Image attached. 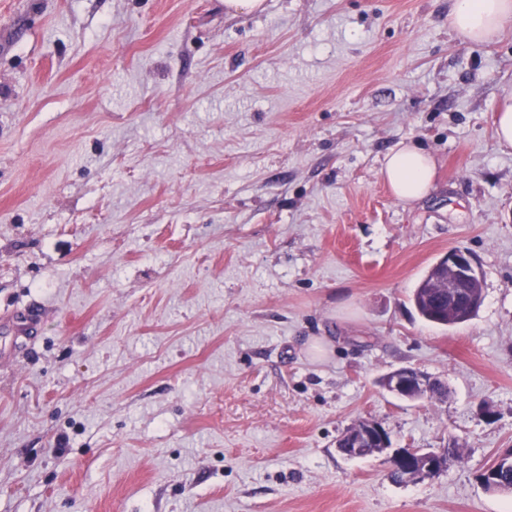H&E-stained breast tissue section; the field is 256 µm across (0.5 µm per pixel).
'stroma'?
<instances>
[{"label":"stroma","instance_id":"1","mask_svg":"<svg viewBox=\"0 0 512 512\" xmlns=\"http://www.w3.org/2000/svg\"><path fill=\"white\" fill-rule=\"evenodd\" d=\"M512 22L448 0H0V512H512ZM437 162L407 206L381 180ZM484 302L424 321L451 248ZM442 382L410 402L380 378ZM458 461L405 484L340 435ZM448 22L461 43H485L512 19L511 0H452ZM495 136L498 145L503 149L512 148V106H506L497 112L494 118ZM436 168L434 157L410 140L398 143L384 156L380 175L399 201L413 204L434 189ZM15 326L17 344H27L33 341V336H27L29 331L41 323V311L38 309H24L15 311L12 316ZM386 435L378 422L363 420L341 435L339 442L344 443L347 450L339 449L338 443L336 447L348 457L382 454L390 449L387 448ZM501 456V454L494 457L488 466L482 471L479 475V480L482 486L487 491L491 492H511L512 491V464L505 465V462L496 466V474L494 479L491 482L488 480H484V473L491 469L496 462V460ZM501 458V457H500Z\"/></svg>","mask_w":512,"mask_h":512}]
</instances>
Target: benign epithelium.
I'll return each mask as SVG.
<instances>
[{
    "mask_svg": "<svg viewBox=\"0 0 512 512\" xmlns=\"http://www.w3.org/2000/svg\"><path fill=\"white\" fill-rule=\"evenodd\" d=\"M436 265L447 271L446 278L435 284L439 300L447 301L448 311L460 320L473 315L483 303V294L479 293L483 284L474 258L465 250L452 248ZM433 384L434 379L429 375L407 367L394 369L383 378L386 391L410 401L422 399ZM340 442L345 444L342 454L348 457L387 451L386 433L373 420H363L348 428ZM386 460L390 469L405 473L412 481L431 476L444 467L441 455L420 448H396Z\"/></svg>",
    "mask_w": 512,
    "mask_h": 512,
    "instance_id": "obj_1",
    "label": "benign epithelium"
}]
</instances>
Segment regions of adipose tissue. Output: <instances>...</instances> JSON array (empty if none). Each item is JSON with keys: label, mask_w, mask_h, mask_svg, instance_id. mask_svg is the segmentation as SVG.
Instances as JSON below:
<instances>
[{"label": "adipose tissue", "mask_w": 512, "mask_h": 512, "mask_svg": "<svg viewBox=\"0 0 512 512\" xmlns=\"http://www.w3.org/2000/svg\"><path fill=\"white\" fill-rule=\"evenodd\" d=\"M512 21V0H452L448 22L461 43H485ZM434 157L417 143L400 142L384 157L380 175L401 202L412 204L430 194L436 176Z\"/></svg>", "instance_id": "obj_1"}]
</instances>
